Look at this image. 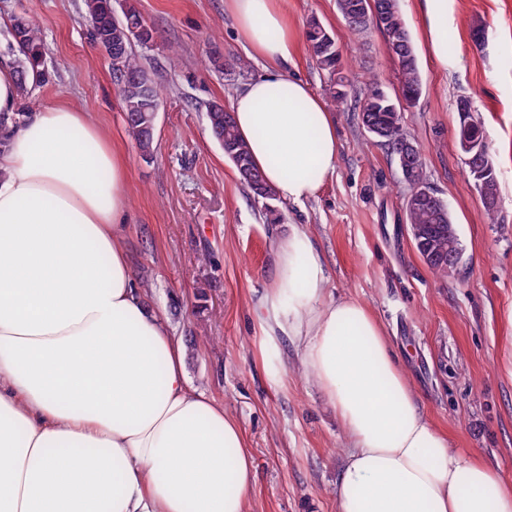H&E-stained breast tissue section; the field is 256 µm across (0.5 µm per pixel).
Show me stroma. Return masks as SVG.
Masks as SVG:
<instances>
[{
    "mask_svg": "<svg viewBox=\"0 0 512 512\" xmlns=\"http://www.w3.org/2000/svg\"><path fill=\"white\" fill-rule=\"evenodd\" d=\"M39 22L49 82L24 110L65 103L91 113L129 163L126 231L132 270L148 303L176 335L220 338L186 358L189 385L223 404L256 466L248 512H338L336 481L349 441L333 408L281 339L274 365L258 348L255 316L274 270V245L304 228L320 250L333 297L361 302L379 320L428 419L453 449L479 452L512 481V0H448V59L431 50L420 0H398L414 44L422 93L403 107L406 133L423 150L428 184L448 205L463 261L433 275L405 222L408 186L356 113L333 108L337 170L315 199L253 200L211 139L209 103L231 104L245 85L225 58L262 60L239 42L224 0H134L159 32L135 52L159 90L153 154L129 136L108 65L90 42L84 0H20ZM304 33L318 18L341 50V73L362 91L399 87L383 32L352 30L336 0H281ZM481 32L474 44L473 32ZM484 126L498 171L499 206L487 219L463 161L459 99ZM286 372L276 384L270 369Z\"/></svg>",
    "mask_w": 512,
    "mask_h": 512,
    "instance_id": "obj_1",
    "label": "stroma"
}]
</instances>
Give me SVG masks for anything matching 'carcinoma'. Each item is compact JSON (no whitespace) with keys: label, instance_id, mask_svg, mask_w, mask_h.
<instances>
[{"label":"carcinoma","instance_id":"carcinoma-1","mask_svg":"<svg viewBox=\"0 0 512 512\" xmlns=\"http://www.w3.org/2000/svg\"><path fill=\"white\" fill-rule=\"evenodd\" d=\"M366 0H337V7L349 26L361 31L367 25L354 19L357 5ZM92 26V41L108 61L112 84L117 90L128 134L143 157L152 155L155 129V107L159 104L157 87L133 52V45H153L157 30L142 16L132 0H124L121 14H116L113 0H85ZM380 14L379 22L386 37L391 56L399 65L400 95L409 105L420 95L422 80L417 55L411 41L398 0H375ZM140 27L137 35L133 28ZM11 47L17 52V75L22 94L28 86H38L47 79L43 62V36L40 26L24 10L9 17ZM305 39L309 52L326 70L336 72L341 51L334 36L321 21L311 18L307 22ZM341 83L332 86L331 102L337 106H349L359 112L362 125L372 124L381 133L380 145L388 149L397 161L402 153L418 157L411 168L416 182L425 181L424 157L421 147L409 138L401 124V107L390 95L377 90L372 81L366 89L351 97L339 93ZM208 130L212 140L222 149L253 200L273 201L276 194L265 182L262 172L254 164L247 143L235 126L230 108L220 101L212 102L207 112ZM406 223L410 225L415 247L425 263L438 276H448V271L462 261L456 224L448 206L440 200L428 204H405Z\"/></svg>","mask_w":512,"mask_h":512}]
</instances>
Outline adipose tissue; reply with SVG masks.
Wrapping results in <instances>:
<instances>
[{"instance_id": "ef3b65f1", "label": "adipose tissue", "mask_w": 512, "mask_h": 512, "mask_svg": "<svg viewBox=\"0 0 512 512\" xmlns=\"http://www.w3.org/2000/svg\"><path fill=\"white\" fill-rule=\"evenodd\" d=\"M266 60L235 95L240 135L277 197L301 205L336 173V119L290 68L277 0H224ZM0 62V512H245L257 480L238 423L191 388L185 346L147 302L126 244L128 164L68 105L18 117ZM259 346L297 360L350 441L338 512H512L476 453L425 416L378 322L326 288L300 228L274 249Z\"/></svg>"}]
</instances>
